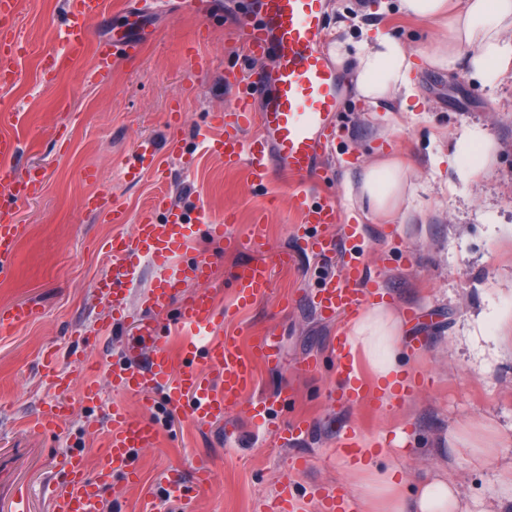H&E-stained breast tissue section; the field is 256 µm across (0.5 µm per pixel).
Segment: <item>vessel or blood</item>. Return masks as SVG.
Masks as SVG:
<instances>
[{"label":"vessel or blood","instance_id":"b4317fda","mask_svg":"<svg viewBox=\"0 0 512 512\" xmlns=\"http://www.w3.org/2000/svg\"><path fill=\"white\" fill-rule=\"evenodd\" d=\"M179 13L207 20L222 0H175ZM105 11V0H67L65 49L60 53L35 54L31 44L15 33L19 0H0V86L17 83L19 58L38 57L43 82L55 81L61 70L86 52H93L95 64L89 74L92 82L112 79L113 66L138 56L143 38L92 40L89 23ZM249 16L236 29L238 42L252 59L273 54L271 69H255L241 76L227 71L226 82L235 93L233 108L218 121L221 136L203 135L209 154L223 159L227 168H245L252 185L264 186L273 173L303 178L295 188L292 205L300 215L290 230L289 251L264 257V230L253 225L248 238L255 252L230 271V286L238 307L247 308L265 298L270 290L274 267H287L292 254L302 253L337 261L335 274L322 279L311 293L310 302L326 322L352 317L366 303L377 299L380 288L363 249L366 239L361 224H346L336 193L315 194L307 181L322 178L324 161L332 150L337 116L345 101L344 79L327 48L328 0H250ZM19 151L17 137L0 133V192L11 201L0 207V278L13 271L21 225L15 224L16 207L40 194L43 176L36 172H16L12 161ZM157 143L149 137L135 145L124 167L132 180L161 167ZM165 214L154 218L155 211ZM192 226L184 214L168 207L165 198H156L151 210L141 214L131 232L113 235L107 243L110 265L97 280L96 288L112 308L113 323L124 319L126 287L136 276L140 260H148L160 272L154 288L144 298L150 319L141 321L129 338V353L108 370V380L117 397L108 410L107 445L96 471H89L84 453L68 451L60 455L55 469L64 477L54 499V512H98L104 495L115 479L134 482L138 469L132 454L140 448L155 447L160 423L155 418L131 414L124 400L137 398L145 409H152L156 396H163L168 412L191 416L199 425L224 421L231 409L244 398L255 377V359L277 366L279 354L270 339L254 345V356L240 350L235 337L195 343V336L215 333L224 315L214 304L208 287L212 279L210 259L195 256L176 262V255L187 248ZM193 293H186V286ZM36 305L20 303L0 309V331L36 319ZM169 317L189 343L182 350L181 363H174L159 316ZM331 351L340 377V396L350 406L365 407L371 413L385 410L380 388L364 381L361 365L351 355L343 336H335ZM53 395L36 422L38 428H59L70 417L74 404L100 406V385L79 384L83 360L61 364L57 352L47 351L41 359ZM312 426L299 420L286 426L275 425V442L292 445L309 437ZM212 476L210 467L196 465L190 479L172 469L167 487L173 497L186 500L200 492Z\"/></svg>","mask_w":512,"mask_h":512}]
</instances>
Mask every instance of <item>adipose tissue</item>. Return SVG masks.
I'll list each match as a JSON object with an SVG mask.
<instances>
[{
  "label": "adipose tissue",
  "instance_id": "adipose-tissue-1",
  "mask_svg": "<svg viewBox=\"0 0 512 512\" xmlns=\"http://www.w3.org/2000/svg\"><path fill=\"white\" fill-rule=\"evenodd\" d=\"M397 10L421 22L441 26L443 32L425 55L435 69L468 75L483 83L512 76V0H397ZM331 53L348 64L355 91L373 105L383 103L407 111L417 91L412 78L415 61L410 47L390 33H376L348 50L336 41ZM410 166L397 159L366 162L348 194L382 220L411 212ZM353 356L364 361L376 380L395 385L406 370L402 359L408 346L400 314L384 302L359 310L344 331ZM354 478V494L361 512H460L458 484L444 475H426L412 494L394 468H373L365 454L343 458Z\"/></svg>",
  "mask_w": 512,
  "mask_h": 512
}]
</instances>
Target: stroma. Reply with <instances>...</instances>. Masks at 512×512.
Masks as SVG:
<instances>
[{
	"label": "stroma",
	"mask_w": 512,
	"mask_h": 512,
	"mask_svg": "<svg viewBox=\"0 0 512 512\" xmlns=\"http://www.w3.org/2000/svg\"><path fill=\"white\" fill-rule=\"evenodd\" d=\"M393 2L330 0L329 38L355 44L375 23L406 41L417 54L420 104L396 119L386 106L347 91L327 167L344 219L367 227L366 259L385 298L398 312L417 313L410 334L421 337L423 347L410 367L423 373L424 387L378 415L332 398L338 377L330 341L346 322L321 321L305 299L325 273L336 272L335 260L302 256L275 269L269 296L238 312L228 274L251 258V250L198 237L191 251L215 264L211 288L225 333L237 336L246 354L255 337L274 333L280 365L256 363L246 404L229 416L239 426L237 442L225 443L222 425L203 431L188 416H175L163 424L157 447L138 451L139 482L115 480L100 512H156L165 469L186 470L195 462L209 464L213 480L192 502H172L173 512H267L287 483L298 489L300 512H320L311 488L351 490L339 439L352 420L373 440L378 466L400 465L412 483L430 472H448L461 487L465 512H512V486L502 481L512 468V78L483 85L464 72L431 68L423 53L435 43L436 30L393 11ZM65 9L66 0H21V37L40 50L62 51ZM242 10L241 0H231L223 14L208 19L210 32L201 39L194 17L166 10L145 16L142 54L117 63L107 85L88 81L94 66L88 54L51 86L40 81L35 58L25 59L17 85L0 89V113L25 115L24 125L13 130L21 143L14 166L39 169L44 177L42 194L16 210L23 227L18 265L12 276L0 278V308L33 302L43 309L42 317L0 334V512H15L21 494L27 512H53L49 487L57 482L56 457L79 451L94 464L104 446L103 406L76 409L56 430L34 428L51 395L40 367L43 353L57 351L65 364L82 355L96 381L106 384L108 361L123 355L128 336L147 316L143 296L157 272L145 261L127 287L124 324L111 326L110 309L94 283L109 266L105 244L119 227L102 212L84 209L85 195L121 203L133 225L163 194L191 219L202 212L232 214L241 238L250 224H264L268 254L289 244L290 227L298 221L289 206L295 178L276 174L271 185L253 186L243 171L225 169L207 153L199 136L203 130L223 132L214 116L233 103L225 67L273 64L269 57L251 60L235 40ZM189 51L212 60V67L188 69ZM466 127L482 129L497 142L498 153L478 180L455 178L450 190L444 185L450 164L466 169L473 162L456 152ZM143 136L162 147L179 140L194 160L192 169L166 155L163 175L126 180L121 162ZM393 156L412 165L417 214L380 223L347 198L345 184L362 163ZM88 168L97 171L96 182L81 180ZM95 325L108 326V333L86 335ZM309 355L320 362L317 372L300 367ZM257 399L270 402L274 423L309 419L312 436L275 445L249 416L248 403ZM475 447L496 449L497 456L489 463L477 460ZM298 456L306 468L293 469Z\"/></svg>",
	"instance_id": "obj_1"
}]
</instances>
